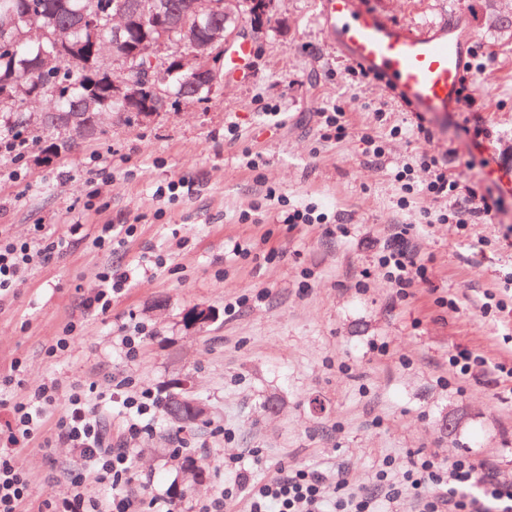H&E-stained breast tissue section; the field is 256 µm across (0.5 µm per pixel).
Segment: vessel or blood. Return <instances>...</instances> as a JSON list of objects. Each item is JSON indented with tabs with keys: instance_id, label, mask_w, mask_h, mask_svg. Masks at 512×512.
I'll list each match as a JSON object with an SVG mask.
<instances>
[{
	"instance_id": "b4317fda",
	"label": "vessel or blood",
	"mask_w": 512,
	"mask_h": 512,
	"mask_svg": "<svg viewBox=\"0 0 512 512\" xmlns=\"http://www.w3.org/2000/svg\"><path fill=\"white\" fill-rule=\"evenodd\" d=\"M321 17L344 55L381 76L414 110L442 116L463 110L469 33L459 17L416 33L360 0H321Z\"/></svg>"
}]
</instances>
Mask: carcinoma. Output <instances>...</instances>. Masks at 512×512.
I'll list each match as a JSON object with an SVG mask.
<instances>
[{
  "label": "carcinoma",
  "instance_id": "obj_1",
  "mask_svg": "<svg viewBox=\"0 0 512 512\" xmlns=\"http://www.w3.org/2000/svg\"><path fill=\"white\" fill-rule=\"evenodd\" d=\"M141 0H0V91L16 92L22 87L35 98L50 102L44 111L46 132L63 114L71 113L89 94L94 81L92 69L91 37L112 39L108 20L117 7H124L129 13L139 16L123 35L125 46L132 50L146 37H158L154 33L150 17L140 9ZM94 13L98 16L99 27L90 35L80 27L77 17L80 13ZM67 25L70 31L66 45H58L49 38L56 28ZM51 56L57 60L52 68L43 69V59ZM166 87L170 96L179 99L186 95L204 100L212 94L210 86L195 79L189 73L172 69L167 76ZM24 97L15 101L10 112H0V127L12 136L24 137L29 144L41 142L38 135L28 134L25 112L22 109ZM104 113H127L121 100L105 98L94 102L93 112L87 119Z\"/></svg>",
  "mask_w": 512,
  "mask_h": 512
}]
</instances>
